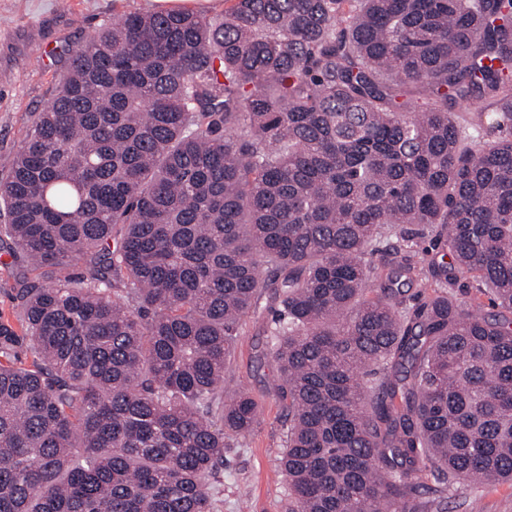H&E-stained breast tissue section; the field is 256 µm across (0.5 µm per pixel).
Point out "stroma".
<instances>
[{"instance_id":"obj_1","label":"stroma","mask_w":512,"mask_h":512,"mask_svg":"<svg viewBox=\"0 0 512 512\" xmlns=\"http://www.w3.org/2000/svg\"><path fill=\"white\" fill-rule=\"evenodd\" d=\"M149 9L148 0H0V180L63 80L68 48L114 19ZM271 295L263 291L225 370L228 390H247L262 419L250 436L228 441L217 512H287L288 488L274 477L285 411L275 392L277 367L265 355Z\"/></svg>"}]
</instances>
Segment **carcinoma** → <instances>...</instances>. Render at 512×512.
Listing matches in <instances>:
<instances>
[{"instance_id": "carcinoma-1", "label": "carcinoma", "mask_w": 512, "mask_h": 512, "mask_svg": "<svg viewBox=\"0 0 512 512\" xmlns=\"http://www.w3.org/2000/svg\"><path fill=\"white\" fill-rule=\"evenodd\" d=\"M68 55L0 183L39 272L0 320V512H215L261 415L224 371L265 288L288 512L512 482V0L131 12ZM426 234L450 262L417 266ZM459 273L501 312L407 306Z\"/></svg>"}]
</instances>
